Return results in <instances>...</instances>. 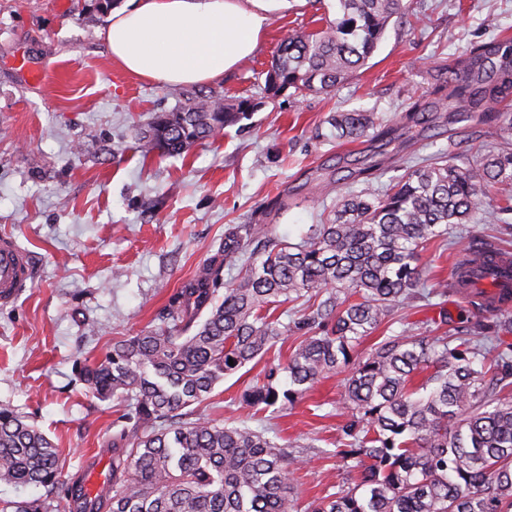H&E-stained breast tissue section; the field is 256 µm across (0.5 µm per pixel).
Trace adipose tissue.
<instances>
[{"label":"adipose tissue","mask_w":512,"mask_h":512,"mask_svg":"<svg viewBox=\"0 0 512 512\" xmlns=\"http://www.w3.org/2000/svg\"><path fill=\"white\" fill-rule=\"evenodd\" d=\"M291 0H124L106 29L126 71L162 85L221 81L257 49L270 13Z\"/></svg>","instance_id":"ef3b65f1"}]
</instances>
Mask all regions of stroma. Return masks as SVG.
Returning <instances> with one entry per match:
<instances>
[{
  "mask_svg": "<svg viewBox=\"0 0 512 512\" xmlns=\"http://www.w3.org/2000/svg\"><path fill=\"white\" fill-rule=\"evenodd\" d=\"M367 64L329 93L264 94L277 47L293 32L321 29L331 0H294L273 14L255 53L217 82L227 98L261 100L256 111L180 157H143L139 137L155 113L177 106L182 89L162 86L113 62L108 12L95 0H0V236L33 259L32 281L0 306V404L14 407L59 448L66 478L112 463V402L88 392L78 367L98 361L113 340L160 326L171 296L220 249L235 224H269L298 241L319 223L334 180L367 184L358 167L387 177L411 157L447 154L474 165L499 146L512 95L493 102L500 119L446 113L411 122L416 102L446 99L443 74L482 47L512 39V0H404ZM44 69L37 84L29 66ZM365 110L375 137L336 140L330 119ZM287 195L288 209L268 214ZM448 240L423 250L430 284L452 283L462 256L480 243L512 250V185ZM446 310L450 327L492 322L448 292L443 306L417 302L380 335H428ZM252 363L215 386L198 410L219 422L265 430L278 446L305 455L291 476L301 504L350 485L352 461L333 457L344 376L321 380L286 410L255 414L238 403L262 372Z\"/></svg>",
  "mask_w": 512,
  "mask_h": 512,
  "instance_id": "35a3bbf8",
  "label": "stroma"
}]
</instances>
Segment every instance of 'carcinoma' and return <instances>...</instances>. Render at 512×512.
Returning <instances> with one entry per match:
<instances>
[{
    "instance_id": "obj_1",
    "label": "carcinoma",
    "mask_w": 512,
    "mask_h": 512,
    "mask_svg": "<svg viewBox=\"0 0 512 512\" xmlns=\"http://www.w3.org/2000/svg\"><path fill=\"white\" fill-rule=\"evenodd\" d=\"M337 2L325 30L282 39L267 94L335 90L405 10L403 0ZM448 87L458 112L512 89V41L448 71ZM256 106L215 89L186 92L156 115L144 151L187 153ZM330 124L338 138L355 141L378 121L353 111ZM504 183L512 184V147L476 167L439 153L405 166L384 190L369 184L338 195L335 218L311 225L298 243L268 224L228 229L220 257L174 295L161 326L113 342L104 359L80 370L93 395L122 407L112 474L95 496L64 478L44 432L0 405V484L43 489L14 512H298L290 474L304 457L262 430L191 409L288 334L301 338L297 348L286 362L268 364L243 389L242 403L257 413L286 407L329 375L347 373L336 455L358 463L353 484L306 512H512V394L485 379L486 365L512 362V344L491 354L466 337L386 336L353 361L356 345L424 296L420 252ZM496 256L474 249L460 285ZM225 268L239 273L225 280ZM299 300L301 313L287 323L270 314Z\"/></svg>"
}]
</instances>
